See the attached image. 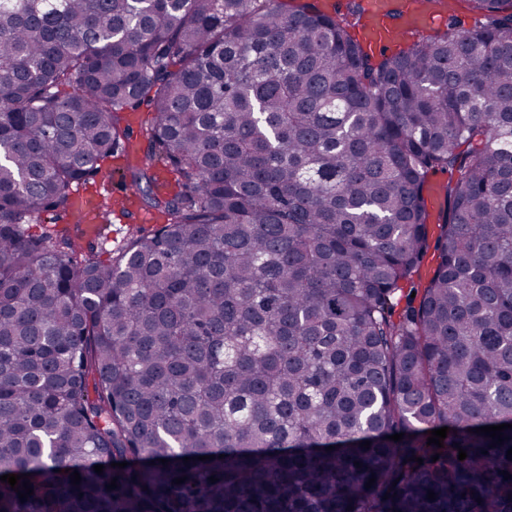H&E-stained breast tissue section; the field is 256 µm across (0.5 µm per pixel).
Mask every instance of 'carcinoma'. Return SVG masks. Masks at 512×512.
<instances>
[{"label":"carcinoma","mask_w":512,"mask_h":512,"mask_svg":"<svg viewBox=\"0 0 512 512\" xmlns=\"http://www.w3.org/2000/svg\"><path fill=\"white\" fill-rule=\"evenodd\" d=\"M468 2L376 57L358 0H0V512H512V0ZM142 104L165 223L84 248ZM155 179L154 192L173 195L179 190L178 175L162 164H156L149 172ZM447 172H436L429 176L424 189V198L429 212L428 249L418 267L414 270L399 292V303L395 307L393 320L399 321L411 306H418L421 293L428 285L437 263L436 240L442 232V216L446 210L445 188L448 184ZM412 292L415 297L411 298Z\"/></svg>","instance_id":"obj_1"}]
</instances>
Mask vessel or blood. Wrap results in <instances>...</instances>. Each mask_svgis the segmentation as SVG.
Listing matches in <instances>:
<instances>
[{
    "mask_svg": "<svg viewBox=\"0 0 512 512\" xmlns=\"http://www.w3.org/2000/svg\"><path fill=\"white\" fill-rule=\"evenodd\" d=\"M365 24L360 38L368 47L383 49L417 30L439 28L447 21V8L429 9L425 0H413L402 16H395L396 0H362Z\"/></svg>",
    "mask_w": 512,
    "mask_h": 512,
    "instance_id": "obj_1",
    "label": "vessel or blood"
}]
</instances>
